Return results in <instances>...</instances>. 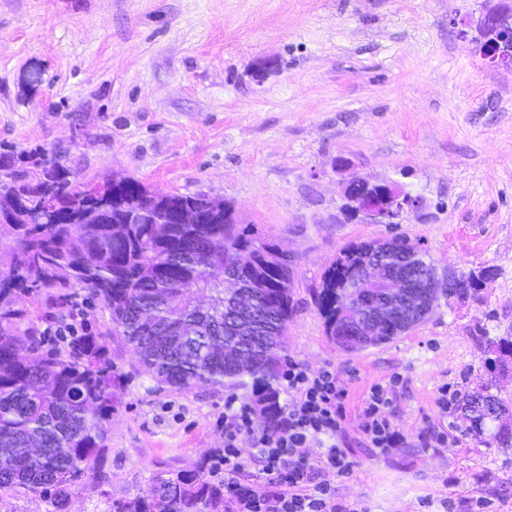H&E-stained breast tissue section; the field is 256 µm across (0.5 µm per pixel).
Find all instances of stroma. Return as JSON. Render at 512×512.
I'll use <instances>...</instances> for the list:
<instances>
[{
    "label": "stroma",
    "instance_id": "35a3bbf8",
    "mask_svg": "<svg viewBox=\"0 0 512 512\" xmlns=\"http://www.w3.org/2000/svg\"><path fill=\"white\" fill-rule=\"evenodd\" d=\"M497 0H0V152L29 169L41 156L77 184L115 176L161 194H206L292 264L287 359L335 371L353 468L337 497L359 512H512V447L441 414L443 386L512 377L493 361L512 338V70L489 66L461 35ZM350 163L338 169L337 159ZM397 185L421 206L400 224L344 209L350 173ZM424 240L438 267L487 272L479 301L440 300L390 342L347 353L326 334L315 293L352 243ZM19 296L27 323L79 314L108 336L132 382L98 465L69 512H115L153 473L192 469L224 447V405L246 389H158L112 335L100 302L72 288ZM396 382L402 447L366 446L362 400ZM450 430L445 448L425 447Z\"/></svg>",
    "mask_w": 512,
    "mask_h": 512
}]
</instances>
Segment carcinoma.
<instances>
[{"label":"carcinoma","mask_w":512,"mask_h":512,"mask_svg":"<svg viewBox=\"0 0 512 512\" xmlns=\"http://www.w3.org/2000/svg\"><path fill=\"white\" fill-rule=\"evenodd\" d=\"M199 209L204 224H170V208ZM0 500L32 493L51 512H68L72 488L97 464L108 440L116 390L129 374L112 363L106 337L83 332L62 347L27 331L14 335L21 293L77 286L112 317L113 331L132 348L158 388L179 391L249 388L269 428L277 424L282 361L292 312L288 254L255 231L224 223V209L208 196H155L130 179L115 194L76 187L54 162L29 176L0 155ZM247 250L248 266L224 271L228 247ZM371 259L367 244L344 248L324 272L316 305L327 334L347 289L359 281L355 253ZM252 304L235 318L224 312V274ZM216 306L202 317L194 291ZM479 394L467 409L476 429L485 425ZM117 512H235L224 476L213 462L161 472L151 492L123 501Z\"/></svg>","instance_id":"1"}]
</instances>
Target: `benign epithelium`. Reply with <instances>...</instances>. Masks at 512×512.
<instances>
[{"label":"benign epithelium","mask_w":512,"mask_h":512,"mask_svg":"<svg viewBox=\"0 0 512 512\" xmlns=\"http://www.w3.org/2000/svg\"><path fill=\"white\" fill-rule=\"evenodd\" d=\"M483 56L494 67L512 69V0H500L484 11L475 25ZM341 193L347 201V210L354 216L362 215L375 224H400L404 217L420 207V199L402 192L389 184L372 183L352 174L341 185ZM467 278L479 287L483 275H457L451 271L430 272L419 279L409 270L397 268L388 272L383 262L372 260L361 265L359 287L344 308V314H352L354 306L364 310L362 318H354L353 330L357 338L352 343L358 348L371 345L378 336L392 332H406L422 323L433 306L442 297L466 298L459 283ZM224 297L233 298L240 309L250 304L245 293L236 291L234 280L224 276Z\"/></svg>","instance_id":"7a95c632"}]
</instances>
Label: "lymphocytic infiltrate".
Listing matches in <instances>:
<instances>
[{"label":"lymphocytic infiltrate","instance_id":"f902f5d3","mask_svg":"<svg viewBox=\"0 0 512 512\" xmlns=\"http://www.w3.org/2000/svg\"><path fill=\"white\" fill-rule=\"evenodd\" d=\"M283 377L290 399L276 430L255 426L253 411L233 410L224 430V487L242 506L241 512H352L336 499L334 480L351 465L341 446L346 417L345 393L333 372L311 373L289 363ZM393 385L370 387L361 407V433L379 451L397 448L405 439L390 417ZM324 450L321 467L307 465L301 450L309 443ZM259 458L270 478L268 494L244 490L237 480L242 455Z\"/></svg>","mask_w":512,"mask_h":512}]
</instances>
